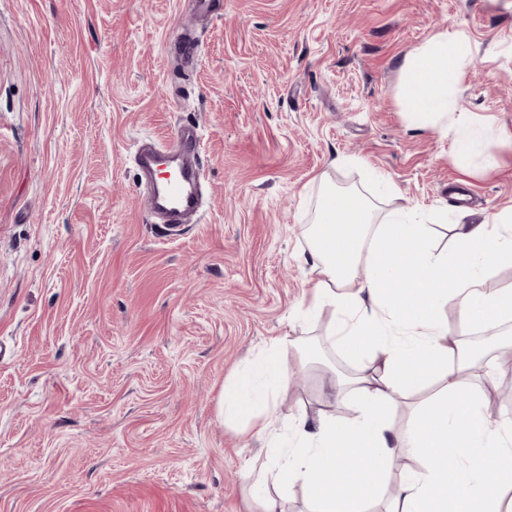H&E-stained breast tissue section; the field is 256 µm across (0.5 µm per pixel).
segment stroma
Here are the masks:
<instances>
[{"label": "stroma", "mask_w": 512, "mask_h": 512, "mask_svg": "<svg viewBox=\"0 0 512 512\" xmlns=\"http://www.w3.org/2000/svg\"><path fill=\"white\" fill-rule=\"evenodd\" d=\"M440 30L471 42L466 166L396 98L403 55ZM188 123L202 208L162 224L133 146ZM340 187L463 224L512 203V0H0V512H246L299 414L346 421L329 382L356 362L332 311L302 315ZM274 340L280 421L258 437L219 396ZM481 384L512 418L501 354Z\"/></svg>", "instance_id": "obj_1"}]
</instances>
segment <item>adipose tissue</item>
Returning <instances> with one entry per match:
<instances>
[{"label":"adipose tissue","mask_w":512,"mask_h":512,"mask_svg":"<svg viewBox=\"0 0 512 512\" xmlns=\"http://www.w3.org/2000/svg\"><path fill=\"white\" fill-rule=\"evenodd\" d=\"M471 55L465 36L435 33L405 53L396 91L409 128L453 136L462 162L480 150L455 117ZM373 211L359 195L327 192L311 235L319 278L306 313L333 308V337L361 357L360 371L338 382L357 407L343 423L301 419L293 448L269 449L274 465L255 482L284 488L302 480L309 512H372L381 498L386 512H512V489L487 479L495 472L512 480V420L492 417L472 380L482 355L453 343L444 318L454 306L464 336L512 320V286H485L488 270L512 263V206L479 224L452 225L444 245L413 212L377 224ZM284 379L276 350H266L225 387L221 414L268 434ZM401 401L409 415L398 428L391 412ZM401 448L415 465L391 489L386 473Z\"/></svg>","instance_id":"ef3b65f1"}]
</instances>
